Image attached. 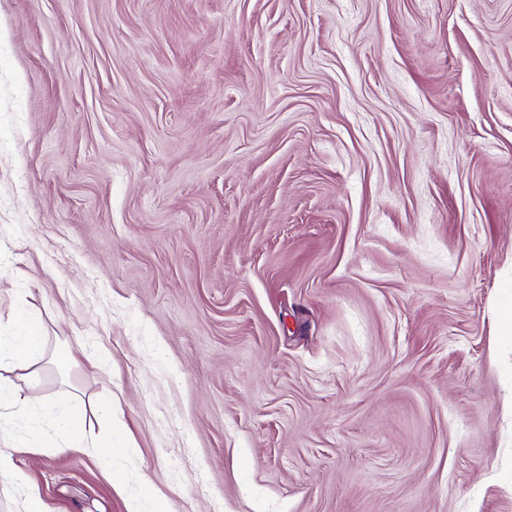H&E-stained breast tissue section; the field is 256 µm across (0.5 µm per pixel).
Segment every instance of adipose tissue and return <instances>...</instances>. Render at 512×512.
Here are the masks:
<instances>
[{
	"mask_svg": "<svg viewBox=\"0 0 512 512\" xmlns=\"http://www.w3.org/2000/svg\"><path fill=\"white\" fill-rule=\"evenodd\" d=\"M40 325L25 309H18L14 329L0 336V370L38 367L46 357L47 340L39 333ZM75 406L71 399L43 404L39 412H32L25 398L20 397L13 386L0 384V428L17 417L36 414L39 421L48 427L68 425Z\"/></svg>",
	"mask_w": 512,
	"mask_h": 512,
	"instance_id": "obj_1",
	"label": "adipose tissue"
}]
</instances>
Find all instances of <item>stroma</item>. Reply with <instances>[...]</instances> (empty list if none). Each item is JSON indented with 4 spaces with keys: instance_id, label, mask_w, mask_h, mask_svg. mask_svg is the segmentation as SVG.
I'll list each match as a JSON object with an SVG mask.
<instances>
[{
    "instance_id": "1",
    "label": "stroma",
    "mask_w": 512,
    "mask_h": 512,
    "mask_svg": "<svg viewBox=\"0 0 512 512\" xmlns=\"http://www.w3.org/2000/svg\"><path fill=\"white\" fill-rule=\"evenodd\" d=\"M21 306L47 512H512V0H0ZM75 405L72 399H61L51 403H43L41 411L35 413L39 421L47 427L68 425L72 418Z\"/></svg>"
}]
</instances>
